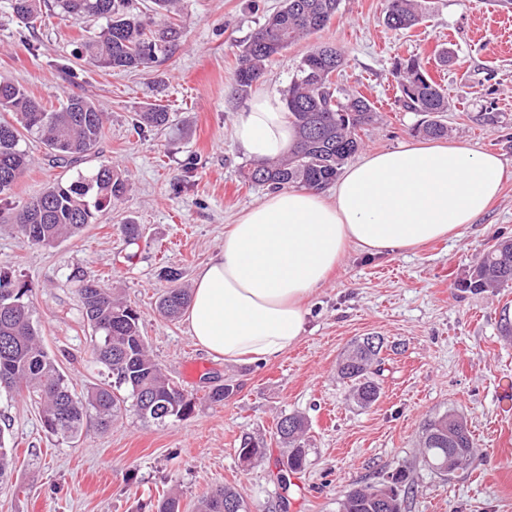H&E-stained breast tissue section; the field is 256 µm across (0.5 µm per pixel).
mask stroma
Masks as SVG:
<instances>
[{
	"label": "stroma",
	"mask_w": 512,
	"mask_h": 512,
	"mask_svg": "<svg viewBox=\"0 0 512 512\" xmlns=\"http://www.w3.org/2000/svg\"><path fill=\"white\" fill-rule=\"evenodd\" d=\"M282 0H177L179 39L148 68L114 73L75 61L80 38L96 22L52 18L26 32L10 0H0V77L36 98L92 99L107 115L97 155L71 169L51 165L42 144L29 142L32 162L9 200L0 203V271L25 282L33 322L76 392L110 381L88 351L73 272L100 281L140 316L164 374L195 397L189 417L157 423L124 411L101 430L88 415L81 433L48 434L29 400L0 392V428L16 450V470L0 485V512H154L167 492L181 512H197L211 490L239 492L249 512H336L337 499L367 483H387L405 470L402 512H512V285L473 292L462 286L478 254L512 239V35L502 21L512 0H428L423 21L406 31L385 27V0H341L323 30L266 64L263 84L282 94L311 44L343 47L342 87L366 95L379 118L363 133L362 153L422 141V115L394 104L395 60L436 47L450 51L432 66L448 95L447 139L498 154L502 190L460 235L379 256L349 251L329 280L306 300L299 341L278 359L225 364L199 348L184 319L156 310L163 267L193 286L198 270L224 245V230L258 204L265 188L245 184L251 164L233 138L247 102L233 92L242 45ZM169 112L161 128L137 130L135 115ZM109 161L127 176L126 195L78 235L44 248L24 243L11 215L49 184L73 181ZM141 225L137 243L121 227ZM367 335L384 344L381 394L354 403L337 366L351 342ZM232 394L209 402L210 388ZM462 415L475 455L458 477L431 472L420 440L426 421ZM308 423L310 464L283 467L274 435L281 417ZM264 439L266 458L242 466V435Z\"/></svg>",
	"instance_id": "obj_1"
}]
</instances>
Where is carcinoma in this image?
<instances>
[{
	"mask_svg": "<svg viewBox=\"0 0 512 512\" xmlns=\"http://www.w3.org/2000/svg\"><path fill=\"white\" fill-rule=\"evenodd\" d=\"M174 0H152V15H144L132 0H11V9L27 29L43 18V10L75 21L103 20L100 31L80 44L78 58L114 72L145 68L155 62L158 43L179 35L172 17ZM424 0H386L384 24L393 31L419 23ZM340 0H283L244 44L235 73L237 95H248L264 76V64L282 55L302 38L324 29L336 16ZM345 51L336 45H315L301 59L284 102L297 140L288 155L255 162L244 173L251 186L278 189L295 186L323 190L336 181L346 161L361 145L360 133L378 119L374 104L364 95L348 93L338 84L345 70ZM391 76L399 96L395 104L408 112H420L427 120L419 132L441 138L447 134L443 116L450 108L448 96L431 77L420 58L413 55L395 64ZM169 113L151 109L137 114V128L162 127ZM105 113L83 96L72 95L59 106L48 105L22 85L0 77V201L11 196L19 178L31 164L24 148L38 140L52 162L68 167L96 151L103 137ZM129 182L111 163H101L88 175L70 183L58 181L32 198L13 214L23 241L52 247L79 233L97 219V213L120 200ZM169 287L158 309L168 319L176 318L189 304V289L178 284L182 272L162 271ZM84 314L92 331L90 350L107 367L113 383L95 385L78 395L56 361L43 345L25 301L28 288L6 272H0V287H12V297L0 304V388L25 396L41 409L43 427L50 434L71 439L81 432L88 411L95 412L103 429L112 426L127 402L144 419L163 422L193 414L194 397L179 389L164 375L141 335L136 311L112 290L94 279L77 277ZM512 283V239H502L483 250L465 287L475 291ZM383 339L366 336L353 343L340 360L338 373L350 382L353 399L369 407L380 397L374 375L380 372ZM126 390L127 395L120 394ZM306 423L298 415L282 417L275 436L286 445L289 471L301 473L309 465L310 449L304 436ZM239 459L254 465L266 456V444L244 436ZM474 453L467 423L453 412L430 419L422 437V455L428 468L452 476L466 468ZM14 455L5 447L0 432V485L12 476ZM406 473L398 471L391 484H367L349 490L338 502V512H401L398 485ZM241 495L219 489L204 496L198 512H245Z\"/></svg>",
	"mask_w": 512,
	"mask_h": 512,
	"instance_id": "1",
	"label": "carcinoma"
}]
</instances>
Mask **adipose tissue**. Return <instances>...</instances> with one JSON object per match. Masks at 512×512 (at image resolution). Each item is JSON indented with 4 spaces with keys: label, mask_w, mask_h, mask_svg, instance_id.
I'll use <instances>...</instances> for the list:
<instances>
[{
    "label": "adipose tissue",
    "mask_w": 512,
    "mask_h": 512,
    "mask_svg": "<svg viewBox=\"0 0 512 512\" xmlns=\"http://www.w3.org/2000/svg\"><path fill=\"white\" fill-rule=\"evenodd\" d=\"M234 136L255 160L288 152L295 131L279 97L258 89ZM499 156L461 143H408L350 165L333 194L278 189L242 213L196 275L185 320L197 346L228 364L273 360L299 339L304 302L350 250L413 248L483 214Z\"/></svg>",
    "instance_id": "obj_1"
}]
</instances>
